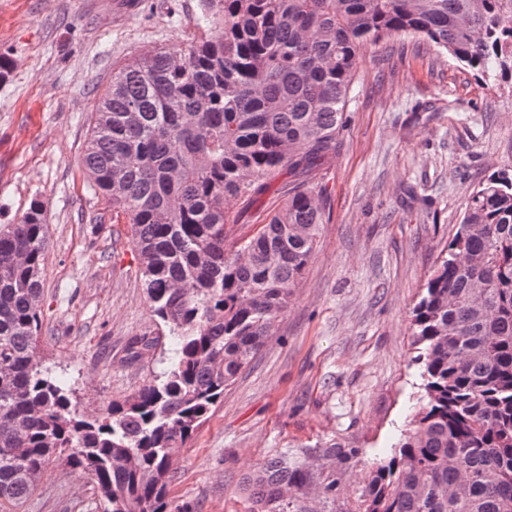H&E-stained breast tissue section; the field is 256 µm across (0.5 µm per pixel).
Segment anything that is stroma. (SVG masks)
I'll return each mask as SVG.
<instances>
[{
    "mask_svg": "<svg viewBox=\"0 0 512 512\" xmlns=\"http://www.w3.org/2000/svg\"><path fill=\"white\" fill-rule=\"evenodd\" d=\"M0 0V225L44 203L48 251L37 362L81 404L152 383L176 344L140 280L130 228L85 187L90 114L123 66L202 33L199 0ZM320 241L286 313L223 401L179 449L172 498L247 512L245 478L285 451L357 448L341 497L391 455L422 405L411 310L468 198L512 174V78H481L418 35L360 49ZM154 348L130 358L132 338ZM19 512H104L89 477L50 466Z\"/></svg>",
    "mask_w": 512,
    "mask_h": 512,
    "instance_id": "1",
    "label": "stroma"
}]
</instances>
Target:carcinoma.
<instances>
[{
    "label": "carcinoma",
    "instance_id": "cac0c4a2",
    "mask_svg": "<svg viewBox=\"0 0 512 512\" xmlns=\"http://www.w3.org/2000/svg\"><path fill=\"white\" fill-rule=\"evenodd\" d=\"M218 27L112 75L87 139L91 190L128 224L142 285L179 345L138 393L96 412L32 363L47 249L42 202L0 225V508L55 461L88 474L105 512H194L169 498L178 448L212 414L286 312L325 223L318 171L336 154L360 46L402 34L485 76L512 74V0H201ZM301 180L253 232L239 214L282 169ZM427 399L353 501L336 505L332 445L244 481L250 512H512V176L474 189L411 315Z\"/></svg>",
    "mask_w": 512,
    "mask_h": 512
}]
</instances>
